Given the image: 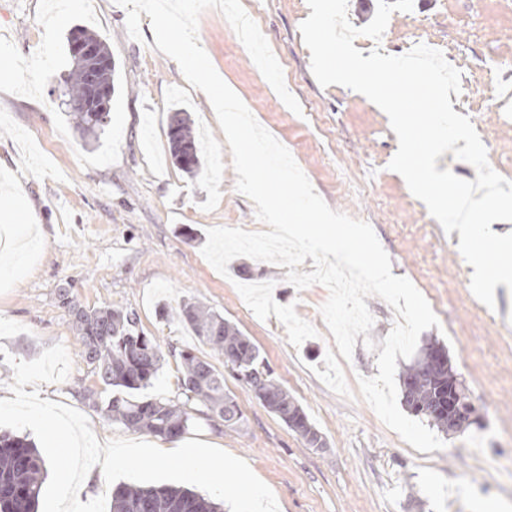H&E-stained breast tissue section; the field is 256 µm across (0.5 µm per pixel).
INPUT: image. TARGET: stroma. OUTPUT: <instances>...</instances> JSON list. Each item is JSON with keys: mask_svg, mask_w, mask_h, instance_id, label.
<instances>
[{"mask_svg": "<svg viewBox=\"0 0 512 512\" xmlns=\"http://www.w3.org/2000/svg\"><path fill=\"white\" fill-rule=\"evenodd\" d=\"M54 23L51 0H0V58L14 75L0 82V209L15 221L0 253L14 268L0 280V395L13 381L9 358L30 361L63 344L71 370L40 384L41 398L83 413L99 442L139 440L142 432L108 419L82 398L101 384L80 353L57 292L68 287L84 305L134 312L164 356L149 388L177 397V351L192 350L224 373V389L243 413L235 430L198 422L188 438L245 459L280 501L283 512H512V291L495 289L496 308L484 314L470 290L473 272L459 233H445L389 170L397 136L386 114L357 92L321 87L312 74L300 25L307 0H267L263 33L286 65L288 90L316 123L291 112L259 75L224 16L202 13L198 39L223 80L256 120L293 155L333 210L368 222L392 263L423 294L440 325L419 345L443 344L479 418L465 432L444 436V449L421 452L389 429L363 400L359 377L377 375L375 351L356 342L351 361L337 362L320 315L323 285L297 290L286 268L248 257L221 276L201 249L209 228L249 225L263 230L251 200L236 190L237 175L213 108L158 51L149 16L141 40L129 37L127 11L115 0H74ZM100 32L118 69L109 122L86 139L68 115L62 91L71 70L69 37L77 28ZM381 53L405 54L416 38L445 48L448 63L468 82L454 102L478 129L492 168L512 180V103L498 105L486 77L490 61L512 71V0H414L396 12ZM187 112L201 142L202 167L190 175L170 158L168 116ZM270 281L273 297L292 304L317 330L292 346L277 319H258L237 284ZM196 303L234 324L260 350L274 378L324 436L317 450L270 413L254 392L226 370L223 358L176 314Z\"/></svg>", "mask_w": 512, "mask_h": 512, "instance_id": "obj_1", "label": "stroma"}]
</instances>
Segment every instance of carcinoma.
Returning a JSON list of instances; mask_svg holds the SVG:
<instances>
[{
  "label": "carcinoma",
  "instance_id": "cac0c4a2",
  "mask_svg": "<svg viewBox=\"0 0 512 512\" xmlns=\"http://www.w3.org/2000/svg\"><path fill=\"white\" fill-rule=\"evenodd\" d=\"M82 36L98 45L103 63L93 66L76 61L69 73L65 95L69 116L87 134L106 126L107 116L91 112L84 102L90 91L89 76L97 84L115 92L116 63L106 40L97 32L81 28ZM168 139L173 164L187 173L202 165L200 148L186 113L169 115ZM59 307L70 318L79 338L81 354L93 366L101 383L112 390L106 400L92 390L82 392L89 405L101 410L112 421L127 428L146 431L156 437L174 440L192 426L195 416L226 427L242 421L234 399L224 392V374L213 364L183 350L180 358V386L183 399L143 396L162 366V352L154 338L138 328L135 313L110 305L86 307L72 292L63 288ZM178 316L224 359L237 378L247 384L269 412L300 435L306 444L319 430L304 409L272 376L260 361L256 345L224 317L200 306L186 303ZM404 403L438 430L450 433L448 414L442 404L448 386L457 388L463 406H470L465 388L459 384L448 352L437 343L424 347L422 356L405 366L400 374ZM48 462L28 440L0 433V512H35ZM112 512H220L215 502L179 487L120 485L112 493Z\"/></svg>",
  "mask_w": 512,
  "mask_h": 512
}]
</instances>
